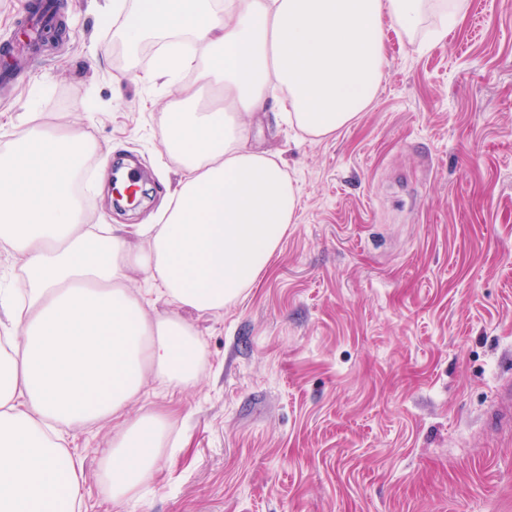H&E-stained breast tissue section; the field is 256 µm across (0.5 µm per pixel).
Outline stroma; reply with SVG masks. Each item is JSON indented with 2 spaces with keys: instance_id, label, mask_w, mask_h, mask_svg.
Returning <instances> with one entry per match:
<instances>
[{
  "instance_id": "35a3bbf8",
  "label": "stroma",
  "mask_w": 512,
  "mask_h": 512,
  "mask_svg": "<svg viewBox=\"0 0 512 512\" xmlns=\"http://www.w3.org/2000/svg\"><path fill=\"white\" fill-rule=\"evenodd\" d=\"M437 44L384 32L365 112L336 136L273 119L253 146L282 153L301 190L295 224L249 294L216 314L182 310L209 367L193 390L146 382L181 445L163 453L135 512H512V423L492 424L512 380V0H458ZM66 28L0 84V150L18 117L90 127L94 183L125 157L146 206L91 192V224H144L177 175L161 165L151 86L96 0H61ZM107 422L77 424L81 512H116L98 481Z\"/></svg>"
}]
</instances>
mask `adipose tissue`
Segmentation results:
<instances>
[{
  "instance_id": "1",
  "label": "adipose tissue",
  "mask_w": 512,
  "mask_h": 512,
  "mask_svg": "<svg viewBox=\"0 0 512 512\" xmlns=\"http://www.w3.org/2000/svg\"><path fill=\"white\" fill-rule=\"evenodd\" d=\"M444 39L459 21L448 0H112L129 48L156 38L150 78L216 87L222 107L164 111L177 167L148 224L97 235L74 191L97 144L88 131L24 116L26 137L0 154V246L24 273L0 289V512H78L82 462L64 445L72 425L112 420L99 462L107 498L128 508L146 494L173 421L139 405L147 379L188 391L207 346L179 314L215 313L253 288L296 221L300 191L280 155L250 147L249 123L280 122L332 137L374 99L383 29L411 36L428 9ZM144 275L149 295L128 286ZM163 303L149 311L151 301Z\"/></svg>"
}]
</instances>
